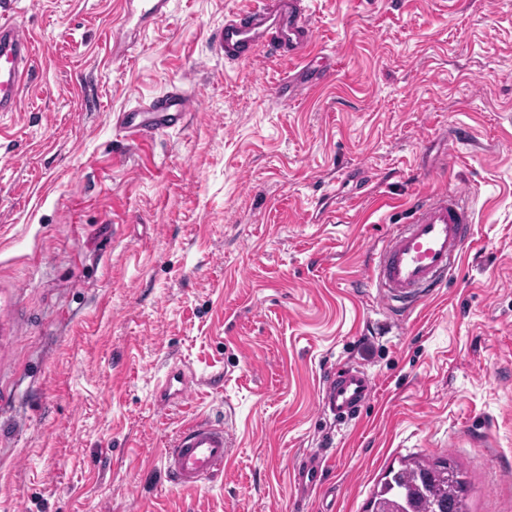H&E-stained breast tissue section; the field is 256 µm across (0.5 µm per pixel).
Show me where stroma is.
<instances>
[{
    "label": "stroma",
    "mask_w": 512,
    "mask_h": 512,
    "mask_svg": "<svg viewBox=\"0 0 512 512\" xmlns=\"http://www.w3.org/2000/svg\"><path fill=\"white\" fill-rule=\"evenodd\" d=\"M250 5L168 0L116 48L123 0H15L36 62L0 115V512H323L293 481L310 454L335 512L412 457L455 460L469 512H512V0H303L327 76L288 100L296 61L213 50ZM174 87L185 127L116 129ZM450 185L475 247L393 317L369 253ZM343 365L375 383L350 422L323 407ZM199 418L224 474L179 488L164 451Z\"/></svg>",
    "instance_id": "35a3bbf8"
}]
</instances>
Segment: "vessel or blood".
Instances as JSON below:
<instances>
[{
    "label": "vessel or blood",
    "instance_id": "vessel-or-blood-1",
    "mask_svg": "<svg viewBox=\"0 0 512 512\" xmlns=\"http://www.w3.org/2000/svg\"><path fill=\"white\" fill-rule=\"evenodd\" d=\"M138 28L157 25L166 14L167 0H138ZM302 0H252L251 7L224 20L215 36V49L225 61L254 59L258 46L275 48L297 60L301 67L291 84L306 89L321 83L325 75L309 60L313 51V27ZM35 40L14 16L8 0H0V112L20 109L26 79L33 72ZM195 105L184 91L175 89L155 97L133 112L120 113L117 125L131 138L184 127ZM475 216L458 191L435 194L417 202L404 223L393 225L384 245L373 257L368 280L379 297L400 315H407L442 288L449 269L460 265L470 245ZM323 404L331 415L345 419L374 396L370 375L357 367L330 373L324 384ZM229 444L222 424L196 420L182 429L166 450L165 466L172 483L194 488L224 472ZM324 464L310 457L295 471L298 484L324 489Z\"/></svg>",
    "mask_w": 512,
    "mask_h": 512
}]
</instances>
